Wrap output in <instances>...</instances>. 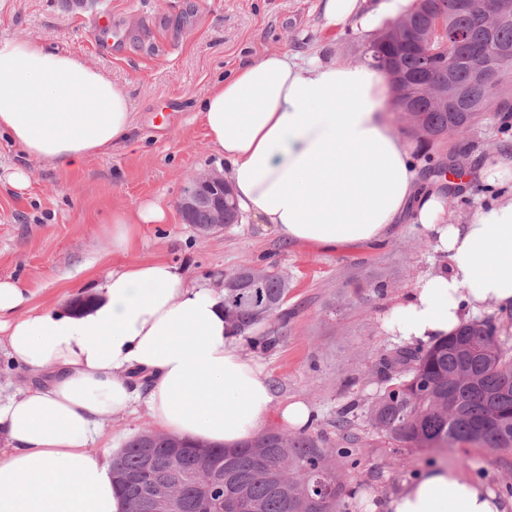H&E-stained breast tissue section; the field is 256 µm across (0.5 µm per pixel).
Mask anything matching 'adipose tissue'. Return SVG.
<instances>
[{
    "label": "adipose tissue",
    "mask_w": 512,
    "mask_h": 512,
    "mask_svg": "<svg viewBox=\"0 0 512 512\" xmlns=\"http://www.w3.org/2000/svg\"><path fill=\"white\" fill-rule=\"evenodd\" d=\"M414 0H323L326 32L371 38ZM394 91L379 71L287 51L262 52L213 82L197 116L240 209L282 237L326 249L385 242L418 224L447 265L418 276L382 321L406 344L429 343L488 312H512V193L448 220L444 180L425 175L426 145L399 136ZM125 92L72 54L33 40L0 43V133L32 161L74 168L128 141ZM159 200L112 214V250L164 224ZM77 312L31 309L33 291L0 280V349L32 385L0 398V512H127L112 456L92 453L106 422L144 409L162 432L234 448L269 419L311 429L302 397L277 399L248 353L224 294L162 259L101 275ZM384 512H512V500L438 466L382 503Z\"/></svg>",
    "instance_id": "adipose-tissue-1"
}]
</instances>
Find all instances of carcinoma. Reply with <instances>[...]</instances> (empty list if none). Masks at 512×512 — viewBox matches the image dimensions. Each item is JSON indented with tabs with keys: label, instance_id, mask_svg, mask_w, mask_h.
I'll return each mask as SVG.
<instances>
[{
	"label": "carcinoma",
	"instance_id": "carcinoma-1",
	"mask_svg": "<svg viewBox=\"0 0 512 512\" xmlns=\"http://www.w3.org/2000/svg\"><path fill=\"white\" fill-rule=\"evenodd\" d=\"M406 18L407 26L391 27L370 41L362 60L386 74L394 67L406 74L408 83L395 88L394 110L416 113L414 129L429 132L425 141L463 135L492 113H512L511 97L492 86L469 83L464 67L455 75V82L467 88L462 109L452 112L448 105L426 99L417 85L425 77L448 86L452 51L439 44L418 46L410 30H426L448 18V0H417ZM493 42L512 45V16L497 24ZM424 54L430 69L423 77L419 62ZM264 270L266 274L246 288L239 286L245 268L224 276V311L233 315V328L251 345L272 348L279 337L254 333L281 311L288 279L274 264ZM378 373L387 386L366 412L376 439L409 448H512V346L509 339L496 335L491 323H466L447 338L389 353L380 359ZM168 440L164 435L139 434L113 454L112 487L125 499L129 512H143L141 489L124 482V476L144 470L142 451L147 442L153 446L154 463L163 464L170 452ZM358 442L351 434L335 442L322 432L288 436L268 429L247 446H216L210 454L224 464V491L206 486L207 475L199 471L180 489L170 512H192L205 487L213 502L224 503L226 512H338L345 497L354 495L341 468L351 461L352 446ZM197 452L195 443L181 441V467L196 468ZM318 471L334 480L333 496L319 500L315 493L304 494V485H313Z\"/></svg>",
	"mask_w": 512,
	"mask_h": 512
}]
</instances>
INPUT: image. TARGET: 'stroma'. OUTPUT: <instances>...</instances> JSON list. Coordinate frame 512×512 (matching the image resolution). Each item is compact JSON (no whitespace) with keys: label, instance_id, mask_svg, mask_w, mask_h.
Masks as SVG:
<instances>
[{"label":"stroma","instance_id":"obj_1","mask_svg":"<svg viewBox=\"0 0 512 512\" xmlns=\"http://www.w3.org/2000/svg\"><path fill=\"white\" fill-rule=\"evenodd\" d=\"M107 11L118 50L100 49L99 11ZM319 0H99L73 12L62 0H0V41L35 40L82 58L122 87L134 130L127 144L76 168L32 163L19 191L0 182V279L20 281L36 293L34 308L90 299L89 283L123 260L164 258L192 280L221 284L248 263H277L288 279L287 319L278 345L258 356L278 397L301 395L314 407L315 429L338 438L336 420L349 404L366 408L385 383L380 358L396 349L381 321L423 273L444 267L426 236L403 224L387 243L324 250L292 243L249 219L203 234L172 213L169 223L147 224L127 256L113 254L112 214L163 198L177 204L196 173L224 164L210 149L196 118L212 82L246 54L288 51L325 61L356 63L365 37L345 28L319 32ZM512 139L482 123L466 135L434 144L435 159L465 156L468 165L493 168ZM365 284L351 293L352 284ZM150 428L144 413H121L105 427L95 451L116 452ZM362 439L346 483L355 497L345 512H372L428 466L446 463L512 493V449L406 448L375 440L364 417Z\"/></svg>","mask_w":512,"mask_h":512}]
</instances>
